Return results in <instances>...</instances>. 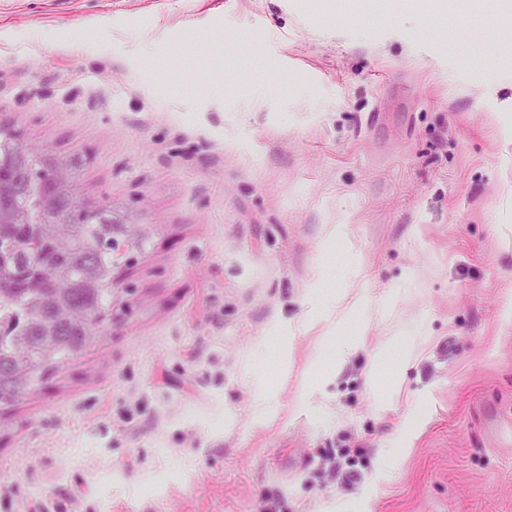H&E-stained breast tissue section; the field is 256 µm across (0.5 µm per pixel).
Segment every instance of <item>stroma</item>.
<instances>
[{"label": "stroma", "mask_w": 512, "mask_h": 512, "mask_svg": "<svg viewBox=\"0 0 512 512\" xmlns=\"http://www.w3.org/2000/svg\"><path fill=\"white\" fill-rule=\"evenodd\" d=\"M507 24L490 0H0V123L157 227L123 323L0 404V512H512Z\"/></svg>", "instance_id": "obj_1"}]
</instances>
